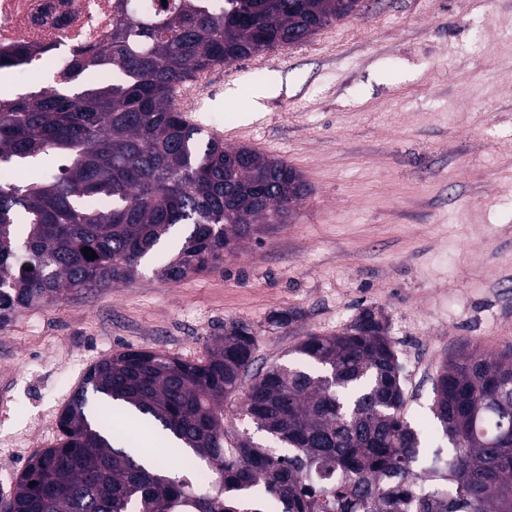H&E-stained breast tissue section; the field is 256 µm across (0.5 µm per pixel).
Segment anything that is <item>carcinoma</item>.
<instances>
[{
    "label": "carcinoma",
    "mask_w": 512,
    "mask_h": 512,
    "mask_svg": "<svg viewBox=\"0 0 512 512\" xmlns=\"http://www.w3.org/2000/svg\"><path fill=\"white\" fill-rule=\"evenodd\" d=\"M169 0L164 16L121 14L109 38L72 50L57 86L0 102V326L19 309L131 282L142 261L180 281L224 265L230 238L251 240L307 196L303 176L190 124L174 89L195 73L300 43L346 16V0ZM97 258L88 260L83 248ZM256 336L224 328L206 358L119 351L93 365L62 410L60 442L32 459L9 512H512V351L444 363L432 413L448 440L427 448L404 416L401 365L384 318L362 309L292 352L304 366L254 373ZM242 409L269 444L224 425ZM154 424L210 489L149 469L137 438L87 412V393Z\"/></svg>",
    "instance_id": "obj_1"
}]
</instances>
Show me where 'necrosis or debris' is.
Instances as JSON below:
<instances>
[{
	"label": "necrosis or debris",
	"instance_id": "obj_1",
	"mask_svg": "<svg viewBox=\"0 0 512 512\" xmlns=\"http://www.w3.org/2000/svg\"><path fill=\"white\" fill-rule=\"evenodd\" d=\"M116 0H0V55L26 44L48 48L23 66L31 83L65 73L73 48L92 46L112 32Z\"/></svg>",
	"mask_w": 512,
	"mask_h": 512
}]
</instances>
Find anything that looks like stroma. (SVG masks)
Segmentation results:
<instances>
[{
	"label": "stroma",
	"instance_id": "stroma-1",
	"mask_svg": "<svg viewBox=\"0 0 512 512\" xmlns=\"http://www.w3.org/2000/svg\"><path fill=\"white\" fill-rule=\"evenodd\" d=\"M186 86L190 123L285 160L311 191L211 272L171 282L149 262L132 282L17 311L0 328V495L57 444L89 367L128 348L198 360L240 322L258 364L285 362L303 336L373 308L406 419L435 448L440 367L512 349V0H361Z\"/></svg>",
	"mask_w": 512,
	"mask_h": 512
}]
</instances>
